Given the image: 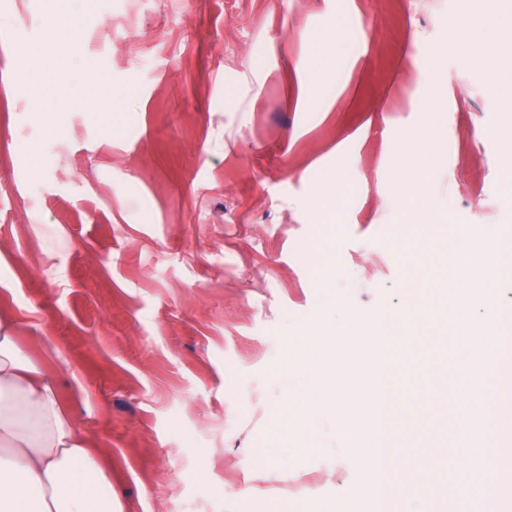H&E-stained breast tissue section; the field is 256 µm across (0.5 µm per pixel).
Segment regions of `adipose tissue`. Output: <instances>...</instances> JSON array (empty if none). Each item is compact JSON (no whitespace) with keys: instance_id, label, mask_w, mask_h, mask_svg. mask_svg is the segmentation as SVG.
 <instances>
[{"instance_id":"1","label":"adipose tissue","mask_w":512,"mask_h":512,"mask_svg":"<svg viewBox=\"0 0 512 512\" xmlns=\"http://www.w3.org/2000/svg\"><path fill=\"white\" fill-rule=\"evenodd\" d=\"M52 7L53 54L64 58L77 46L80 18L71 0ZM458 41L512 105V9L491 21L475 15ZM0 512H122L98 453L61 406L57 381L22 355L7 320L0 321Z\"/></svg>"}]
</instances>
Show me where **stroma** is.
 <instances>
[{
	"label": "stroma",
	"mask_w": 512,
	"mask_h": 512,
	"mask_svg": "<svg viewBox=\"0 0 512 512\" xmlns=\"http://www.w3.org/2000/svg\"><path fill=\"white\" fill-rule=\"evenodd\" d=\"M481 0H74L68 101L29 98L50 0H0V318L101 449L123 512H362L356 439L289 409L313 333L415 299L474 225L512 226V112L454 41ZM126 93L107 119L84 64ZM317 93L299 105L300 71ZM425 191L401 190L399 142ZM337 173L335 193L323 185ZM389 339L394 464L454 482L459 340ZM438 392L444 422L423 444Z\"/></svg>",
	"instance_id": "35a3bbf8"
}]
</instances>
